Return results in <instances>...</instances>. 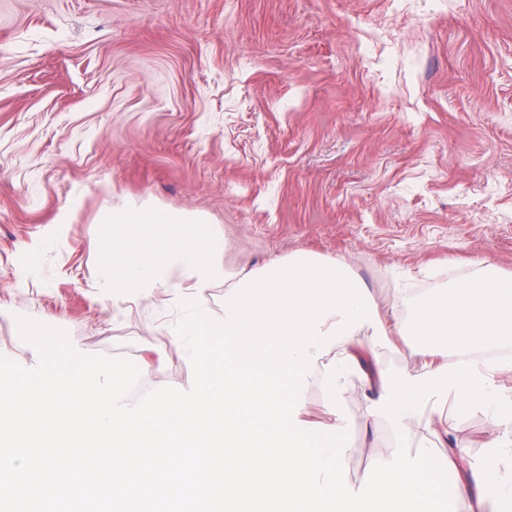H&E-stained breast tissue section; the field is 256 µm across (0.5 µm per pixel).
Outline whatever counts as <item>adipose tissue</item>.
<instances>
[{
	"mask_svg": "<svg viewBox=\"0 0 512 512\" xmlns=\"http://www.w3.org/2000/svg\"><path fill=\"white\" fill-rule=\"evenodd\" d=\"M401 305L410 311L408 324L395 330L410 337L409 350L423 359L421 375L399 374L366 364L356 338L339 341L318 359L309 379L322 394L319 408L326 425L343 426L342 407L350 374L363 375L367 388L366 416L389 419L398 433L417 427L434 434L445 432L448 420L484 409L496 435L495 453L512 455V397L504 396L497 377L512 373V273L486 265L484 273L436 293H407ZM462 460L448 452L443 460L425 455L414 467L394 463L381 467L378 477L365 486L370 498L385 499L388 512H444L449 473L460 474ZM460 488L484 512H512V479L490 465L462 477Z\"/></svg>",
	"mask_w": 512,
	"mask_h": 512,
	"instance_id": "obj_1",
	"label": "adipose tissue"
}]
</instances>
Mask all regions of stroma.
<instances>
[{"label":"stroma","mask_w":512,"mask_h":512,"mask_svg":"<svg viewBox=\"0 0 512 512\" xmlns=\"http://www.w3.org/2000/svg\"><path fill=\"white\" fill-rule=\"evenodd\" d=\"M142 205L221 225L232 279L343 261L391 329L401 289L512 272V0H0V355L37 367L23 317L191 388L180 309L124 315L94 286L100 214ZM363 389L343 406L354 491L444 449L365 422ZM489 429L481 409L448 424L468 470L512 478Z\"/></svg>","instance_id":"stroma-1"}]
</instances>
